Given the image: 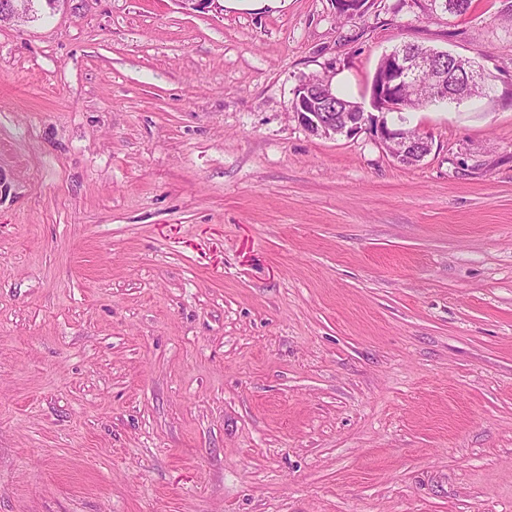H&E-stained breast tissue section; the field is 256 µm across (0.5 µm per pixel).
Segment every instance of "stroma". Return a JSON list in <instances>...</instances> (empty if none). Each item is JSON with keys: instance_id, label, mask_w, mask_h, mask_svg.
I'll return each instance as SVG.
<instances>
[{"instance_id": "obj_1", "label": "stroma", "mask_w": 512, "mask_h": 512, "mask_svg": "<svg viewBox=\"0 0 512 512\" xmlns=\"http://www.w3.org/2000/svg\"><path fill=\"white\" fill-rule=\"evenodd\" d=\"M512 0H34L0 25V512H512ZM407 43L490 97L322 137ZM406 48L408 50H414L416 52H427V51L433 52V51H435L437 56H439V59L441 60V64L443 67H445V71L447 73L451 72V71H456L457 73L459 71L465 72L471 68L479 67V66L475 65V62L458 58L456 56L449 54L446 51H438L435 49L425 48V47H420V46H415V45H407ZM335 97V112H329L327 103ZM352 101L335 92L332 94L329 80H323L322 84L314 87L311 80H305L295 90L294 109L300 123L311 133L317 136H331L338 134L350 135L361 131L366 123L370 128L376 124L379 128L381 141L390 155L399 163L413 165L420 162L431 151V142L424 137L420 145H415L410 139L407 129L389 128L385 119L378 120L371 111L364 109L359 103L349 109L340 112L345 105ZM374 122V124H373Z\"/></svg>"}]
</instances>
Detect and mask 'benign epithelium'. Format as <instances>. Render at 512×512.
I'll use <instances>...</instances> for the list:
<instances>
[{
  "instance_id": "7a95c632",
  "label": "benign epithelium",
  "mask_w": 512,
  "mask_h": 512,
  "mask_svg": "<svg viewBox=\"0 0 512 512\" xmlns=\"http://www.w3.org/2000/svg\"><path fill=\"white\" fill-rule=\"evenodd\" d=\"M33 0H0V23L20 18L31 11ZM424 72L436 74L439 98L448 100V80L438 66V59L431 54H411L396 48L382 57L370 91L371 108L385 112H406L408 105L400 94L401 87ZM333 98L329 81L315 87L305 80L295 90L294 109L300 123L317 136L350 135L366 124L376 123L381 141L390 155L404 165L420 162L431 151V142L423 138L416 145L404 128H390L385 119H376L372 112L357 104L336 114L327 109Z\"/></svg>"
}]
</instances>
